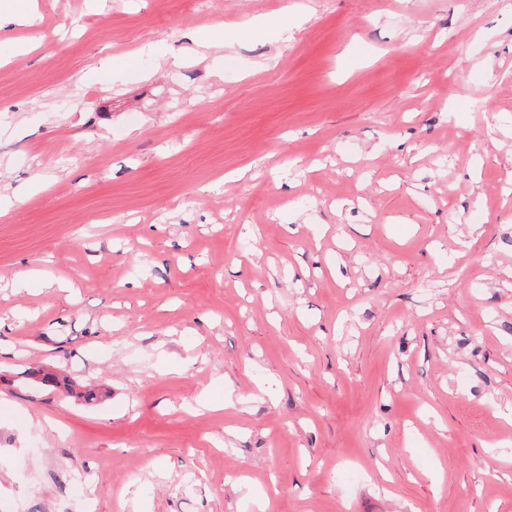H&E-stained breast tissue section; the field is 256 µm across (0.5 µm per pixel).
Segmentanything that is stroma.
Returning <instances> with one entry per match:
<instances>
[{
  "label": "stroma",
  "instance_id": "obj_1",
  "mask_svg": "<svg viewBox=\"0 0 512 512\" xmlns=\"http://www.w3.org/2000/svg\"><path fill=\"white\" fill-rule=\"evenodd\" d=\"M20 11L0 512H512V0Z\"/></svg>",
  "mask_w": 512,
  "mask_h": 512
}]
</instances>
